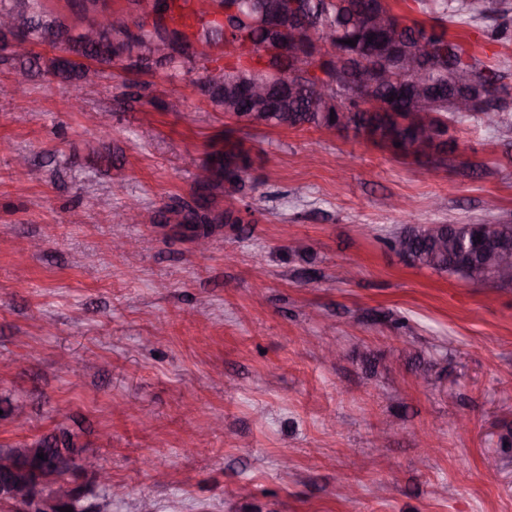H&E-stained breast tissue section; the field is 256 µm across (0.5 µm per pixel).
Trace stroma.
Listing matches in <instances>:
<instances>
[{
    "mask_svg": "<svg viewBox=\"0 0 512 512\" xmlns=\"http://www.w3.org/2000/svg\"><path fill=\"white\" fill-rule=\"evenodd\" d=\"M487 25L444 28L512 85V17L497 42ZM34 52L27 97H0V395L26 413L0 445L75 430L126 489L107 512H512V286L388 245L512 224L511 133L463 114L433 164L350 131L250 130L244 193L216 196L242 221L202 253L154 221L235 126L201 69L117 62L89 98ZM131 199L142 223H113Z\"/></svg>",
    "mask_w": 512,
    "mask_h": 512,
    "instance_id": "35a3bbf8",
    "label": "stroma"
}]
</instances>
